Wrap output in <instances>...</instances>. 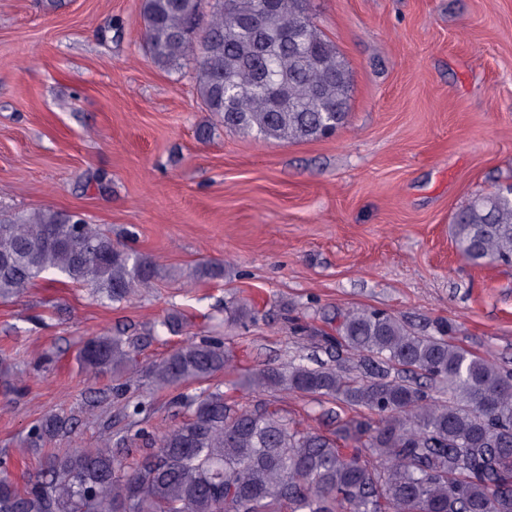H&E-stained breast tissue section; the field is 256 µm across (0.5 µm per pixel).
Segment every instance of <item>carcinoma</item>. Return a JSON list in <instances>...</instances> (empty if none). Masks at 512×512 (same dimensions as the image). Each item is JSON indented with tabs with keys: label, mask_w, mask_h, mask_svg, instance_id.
<instances>
[{
	"label": "carcinoma",
	"mask_w": 512,
	"mask_h": 512,
	"mask_svg": "<svg viewBox=\"0 0 512 512\" xmlns=\"http://www.w3.org/2000/svg\"><path fill=\"white\" fill-rule=\"evenodd\" d=\"M260 12L261 0H143V50L167 71L193 59L201 105L227 131L280 143L334 133L348 118L351 77L308 0H272L260 24L245 25ZM76 220L51 209L0 212V300L23 296L48 271L112 303L159 276L151 258ZM452 237L472 265H512V185L474 195L455 213ZM255 315L236 302L225 321ZM183 328L169 313L148 335ZM322 341L348 357L314 367L300 356L248 372L240 385L331 398L378 415L376 424L340 419L330 436L235 408L217 386L184 393L230 362L221 338L191 339L148 372L154 387L178 391L186 420L157 439L138 401L127 411L133 434L53 455L22 488L3 457L0 512H512L511 368L368 307L338 312L335 335ZM134 350L120 334L93 335L79 360L111 376L120 396ZM70 428L49 415L28 443ZM140 443L156 447L119 452Z\"/></svg>",
	"instance_id": "obj_1"
}]
</instances>
